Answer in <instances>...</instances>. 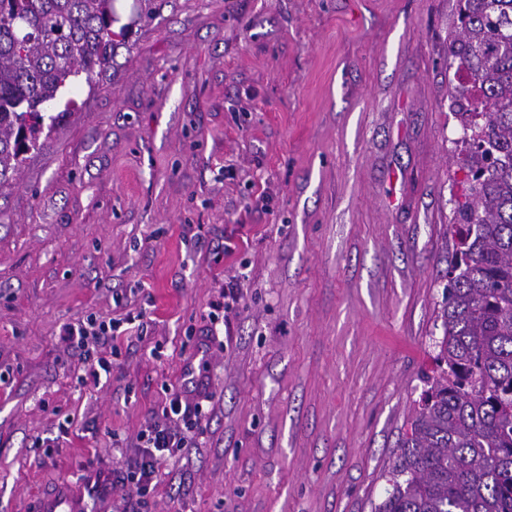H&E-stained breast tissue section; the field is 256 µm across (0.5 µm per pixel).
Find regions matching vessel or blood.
Wrapping results in <instances>:
<instances>
[{"mask_svg":"<svg viewBox=\"0 0 512 512\" xmlns=\"http://www.w3.org/2000/svg\"><path fill=\"white\" fill-rule=\"evenodd\" d=\"M34 512H112V475L99 465L84 468L54 494L37 497Z\"/></svg>","mask_w":512,"mask_h":512,"instance_id":"1","label":"vessel or blood"}]
</instances>
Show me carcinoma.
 <instances>
[{"label": "carcinoma", "instance_id": "1", "mask_svg": "<svg viewBox=\"0 0 512 512\" xmlns=\"http://www.w3.org/2000/svg\"><path fill=\"white\" fill-rule=\"evenodd\" d=\"M114 0H0V182L41 146L45 105L112 59ZM448 66L467 194L443 337L375 512H512V0H459Z\"/></svg>", "mask_w": 512, "mask_h": 512}]
</instances>
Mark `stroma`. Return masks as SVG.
Wrapping results in <instances>:
<instances>
[{"label": "stroma", "mask_w": 512, "mask_h": 512, "mask_svg": "<svg viewBox=\"0 0 512 512\" xmlns=\"http://www.w3.org/2000/svg\"><path fill=\"white\" fill-rule=\"evenodd\" d=\"M134 4L77 110L55 104L66 119L0 185V512L133 458L238 274L199 445L145 512H374L442 335L458 0ZM118 297L144 339L79 386L58 328ZM221 288H224L221 293L222 298H224V302L211 304L215 310L210 314V322L211 324H216L215 320L219 318V314L216 313V311L223 308L224 315H222V318L224 319V329L226 333L232 323L231 316L229 314H233L235 317L237 305L243 296V288L241 281L236 276L228 278L227 280L224 278V287L222 286Z\"/></svg>", "instance_id": "35a3bbf8"}]
</instances>
